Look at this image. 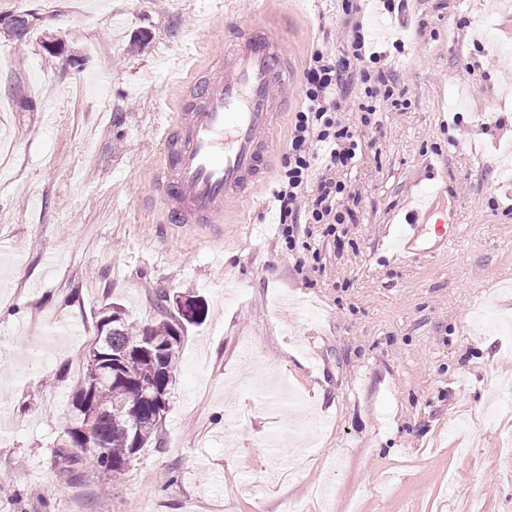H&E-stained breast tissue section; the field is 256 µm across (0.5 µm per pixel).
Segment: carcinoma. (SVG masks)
Listing matches in <instances>:
<instances>
[{
    "instance_id": "cac0c4a2",
    "label": "carcinoma",
    "mask_w": 512,
    "mask_h": 512,
    "mask_svg": "<svg viewBox=\"0 0 512 512\" xmlns=\"http://www.w3.org/2000/svg\"><path fill=\"white\" fill-rule=\"evenodd\" d=\"M167 302V295L159 296L158 316L140 328L126 318L121 305H105L82 374L72 388L66 440L70 447L83 450L88 464L106 481L125 472L152 443L164 418L147 399L132 416L115 411L114 403H131L148 383L170 391L182 350L183 325L198 323L207 314L200 299L188 316L178 308L170 309ZM86 400L100 408L91 431L98 447L95 452L86 450L84 440L82 403Z\"/></svg>"
}]
</instances>
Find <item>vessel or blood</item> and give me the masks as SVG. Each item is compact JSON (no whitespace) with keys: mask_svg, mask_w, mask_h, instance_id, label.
<instances>
[{"mask_svg":"<svg viewBox=\"0 0 512 512\" xmlns=\"http://www.w3.org/2000/svg\"><path fill=\"white\" fill-rule=\"evenodd\" d=\"M178 110L158 129L161 155L152 183L157 206L171 224H211L269 175L272 134L288 109L293 79L279 29L267 19L241 21L228 49L176 74ZM434 191L414 200L404 223L388 233L394 257L424 251L423 232L440 244L457 229Z\"/></svg>","mask_w":512,"mask_h":512,"instance_id":"1","label":"vessel or blood"}]
</instances>
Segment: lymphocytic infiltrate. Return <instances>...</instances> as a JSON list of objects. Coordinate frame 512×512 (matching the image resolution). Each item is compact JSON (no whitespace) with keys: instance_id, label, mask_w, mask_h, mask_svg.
<instances>
[{"instance_id":"f902f5d3","label":"lymphocytic infiltrate","mask_w":512,"mask_h":512,"mask_svg":"<svg viewBox=\"0 0 512 512\" xmlns=\"http://www.w3.org/2000/svg\"><path fill=\"white\" fill-rule=\"evenodd\" d=\"M386 54L370 49L362 25L353 28L348 57L338 59L325 47L310 55L303 87L304 106L296 112L288 139V153L274 194L283 224H343L355 221L349 207L353 194L347 183L329 176L310 184L317 161L326 169L354 165L362 152L356 128L341 115L343 80L352 64H361L365 103L359 104L360 122L369 125L382 103L393 100L395 88L382 66Z\"/></svg>"}]
</instances>
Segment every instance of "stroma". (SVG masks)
Wrapping results in <instances>:
<instances>
[{"instance_id": "1", "label": "stroma", "mask_w": 512, "mask_h": 512, "mask_svg": "<svg viewBox=\"0 0 512 512\" xmlns=\"http://www.w3.org/2000/svg\"><path fill=\"white\" fill-rule=\"evenodd\" d=\"M268 0L296 82L362 23L401 107L359 126L335 234L287 241L277 175L233 220L163 224L150 197L169 74L257 0H0V512H512V6L503 0ZM401 51H394V44ZM442 192L447 246L391 259L412 195ZM186 326L158 443L103 484L65 440L75 359L101 307Z\"/></svg>"}]
</instances>
